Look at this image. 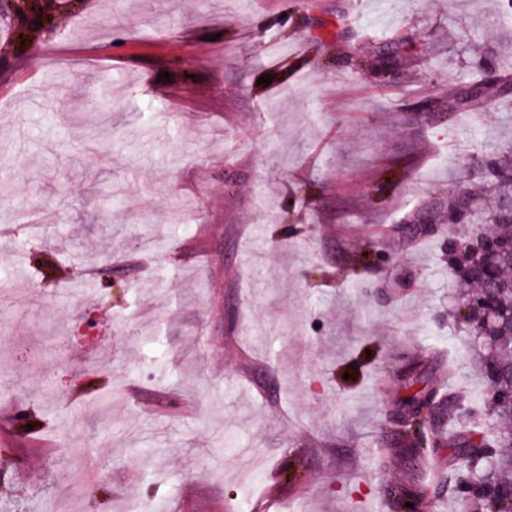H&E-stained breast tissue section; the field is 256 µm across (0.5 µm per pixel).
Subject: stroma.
I'll list each match as a JSON object with an SVG mask.
<instances>
[{
	"label": "stroma",
	"mask_w": 512,
	"mask_h": 512,
	"mask_svg": "<svg viewBox=\"0 0 512 512\" xmlns=\"http://www.w3.org/2000/svg\"><path fill=\"white\" fill-rule=\"evenodd\" d=\"M66 3L0 70V512H387L397 483L457 512L452 449L390 431L391 368L489 391L445 218L471 139L512 141V58L475 62L496 0Z\"/></svg>",
	"instance_id": "35a3bbf8"
}]
</instances>
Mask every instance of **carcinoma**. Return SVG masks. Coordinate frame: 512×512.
Masks as SVG:
<instances>
[{"label":"carcinoma","mask_w":512,"mask_h":512,"mask_svg":"<svg viewBox=\"0 0 512 512\" xmlns=\"http://www.w3.org/2000/svg\"><path fill=\"white\" fill-rule=\"evenodd\" d=\"M468 165L479 187L459 185L448 197V210L465 208L467 221L488 228L474 233L460 250L448 251V269L468 288L455 315L468 332L481 374L489 388L498 391L484 401L496 433L488 442L492 451L486 454L460 420L444 427L441 411L454 410L458 402L453 392L441 395L427 384L402 402L405 426L423 431V445L410 442L406 452L423 459L426 449L446 445L477 459V478L495 493L459 496L460 512H512V142L493 147L473 143ZM397 376L408 388L422 382L411 361L401 365ZM408 500L414 512H430L434 496L398 486L386 494L385 504L392 512H402Z\"/></svg>","instance_id":"1"}]
</instances>
